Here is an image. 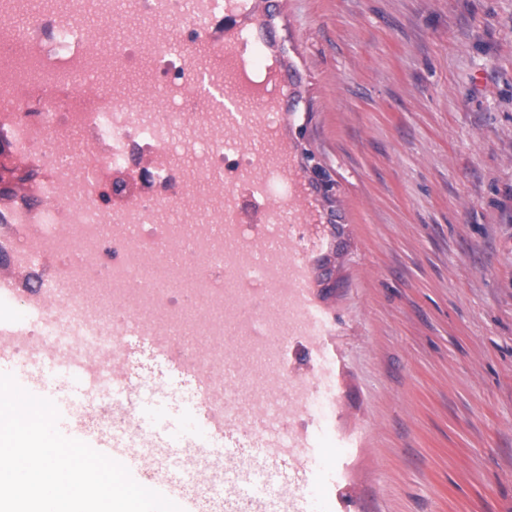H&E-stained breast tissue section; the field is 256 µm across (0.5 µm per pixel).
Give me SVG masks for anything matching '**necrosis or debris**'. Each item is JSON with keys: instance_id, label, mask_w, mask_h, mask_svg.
Segmentation results:
<instances>
[{"instance_id": "obj_1", "label": "necrosis or debris", "mask_w": 512, "mask_h": 512, "mask_svg": "<svg viewBox=\"0 0 512 512\" xmlns=\"http://www.w3.org/2000/svg\"><path fill=\"white\" fill-rule=\"evenodd\" d=\"M136 5L144 20L137 32L121 44L107 38L89 53L82 0H59L22 28L13 22L21 0H0V156H22L36 174L28 197L0 191V258L21 274L43 259L65 258L57 272L64 290L30 280L46 307L26 322L13 353L59 387L67 378L60 361L80 355L88 379L73 410L99 418L123 403L128 388L148 399L161 385L130 337H180L172 360L202 374L227 367L226 376L198 384L196 401L218 405L239 427L262 422L280 434V447L296 450L336 408L280 356L292 338L318 342L299 303L304 281L279 277L282 260L310 248V226L289 213L294 185L282 163L212 124L217 104L203 91L221 87L231 68L241 93L266 99L264 45L245 27L224 24L248 14L250 0ZM171 19L184 24L186 50L170 48L163 23ZM197 54L210 65L193 72ZM129 72L155 88L145 104L128 100ZM89 79L97 85L91 95ZM47 82L62 85L63 97L34 102ZM184 128L200 142L190 178L173 165L174 134ZM76 137L79 149L62 156L58 144ZM177 212L201 222L185 230ZM109 224L117 227L110 235ZM215 267L223 278L212 275ZM255 301L258 311L248 314ZM230 328L239 340L225 350L208 355L192 342L220 340Z\"/></svg>"}]
</instances>
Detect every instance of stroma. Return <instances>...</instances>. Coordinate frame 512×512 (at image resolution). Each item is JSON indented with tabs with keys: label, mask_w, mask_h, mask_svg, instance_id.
Returning <instances> with one entry per match:
<instances>
[{
	"label": "stroma",
	"mask_w": 512,
	"mask_h": 512,
	"mask_svg": "<svg viewBox=\"0 0 512 512\" xmlns=\"http://www.w3.org/2000/svg\"><path fill=\"white\" fill-rule=\"evenodd\" d=\"M289 85L360 512H512V0H252ZM306 156L312 157V160L307 159ZM305 158L307 160L306 171L310 175L311 183L317 187L327 202L332 203L336 196V180L332 179L327 170L319 163L309 164L310 161L314 160L312 154L307 153Z\"/></svg>",
	"instance_id": "35a3bbf8"
}]
</instances>
